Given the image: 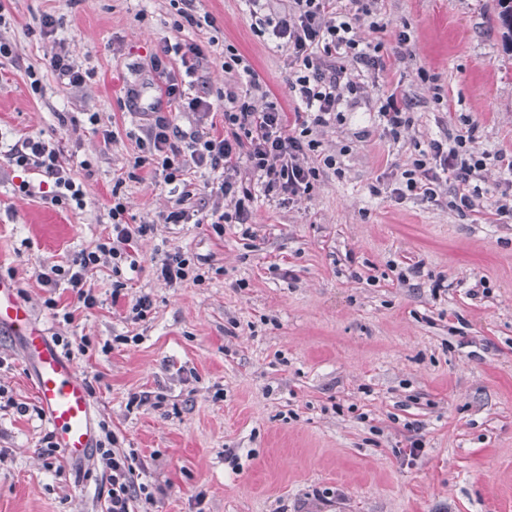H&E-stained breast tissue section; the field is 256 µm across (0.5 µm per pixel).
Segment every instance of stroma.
Here are the masks:
<instances>
[{"label":"stroma","instance_id":"stroma-1","mask_svg":"<svg viewBox=\"0 0 512 512\" xmlns=\"http://www.w3.org/2000/svg\"><path fill=\"white\" fill-rule=\"evenodd\" d=\"M376 8L384 52L404 32L413 54L383 71L351 64L365 91L343 123L316 134L340 170L321 171L291 203L257 195L251 235L232 224L219 236L206 224L164 223L169 185L147 168L131 173L161 83L150 58L164 40L210 47L187 96L233 87L223 67L232 49L270 100L292 110L290 60L253 32L244 0H199L212 24L180 32L170 0H0V38L13 46L0 58V275L90 383L96 424L137 454L142 482L163 488L150 512H512V222L498 223L490 207L512 187L487 172L476 211L464 215L447 183L432 201L394 193L413 141L467 121L479 125L472 150L512 151V45L497 0ZM46 14L54 33L41 30ZM61 51L92 79L62 84L49 65ZM390 93L415 117L397 142L377 114ZM27 137L60 144L83 207L18 192L40 179L6 159ZM115 187L127 218L155 230L133 246L140 269L126 303L113 305L103 264L92 275L100 303L87 309L66 281L48 288L38 276L111 233ZM167 251L185 253L203 280L159 279ZM479 279L486 291L469 295ZM144 293L151 313L127 319V302ZM50 297L71 322L45 306ZM0 391L26 407L0 409V512H101L99 453L61 466L5 330ZM414 437L423 450L410 461L400 451Z\"/></svg>","mask_w":512,"mask_h":512}]
</instances>
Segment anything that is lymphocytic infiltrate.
Segmentation results:
<instances>
[{
	"label": "lymphocytic infiltrate",
	"instance_id": "1",
	"mask_svg": "<svg viewBox=\"0 0 512 512\" xmlns=\"http://www.w3.org/2000/svg\"><path fill=\"white\" fill-rule=\"evenodd\" d=\"M254 26L268 36L276 49L286 51L291 63L286 84L291 93L292 112H285L275 102L267 101V92L254 68L240 55H231L225 70L235 71L245 83V94L229 91L224 95V126L194 135L190 141L174 139L173 111L188 110L208 116L213 103L203 96L186 98L178 80L167 73L169 55L179 56L186 76H194L205 60L203 45L195 42L164 41L154 53L151 67L164 77L161 91L169 111L153 112L147 130V156L137 157L134 165L150 164L161 169L166 184L171 185L175 202L165 215L168 224L182 223L187 212L185 202L192 195L185 178L187 167H207L221 172L219 187L228 211L202 215L201 223L210 225L216 235H223L228 224L244 225L251 219L252 192L249 182L261 186L265 196L287 203L310 194L321 168H333L337 160L319 153L318 129L342 122L345 108L354 105L360 90L347 75L346 61L356 60L366 67L384 69L381 43L357 34L355 23L360 17L370 20L368 28L379 33L386 29L383 20L373 18L367 0H288L287 8L278 11L274 0H246ZM475 126L458 130L442 139L430 140L426 147L414 150L410 169L403 173L405 185L397 196L414 193L432 199L442 177H451V205L459 213L473 211L480 198L478 186L486 169L512 177V153L474 154L470 145L475 139ZM7 158L24 170L34 169L51 182V200L82 203L83 190L70 175L58 148L31 138L16 143ZM127 208L120 196H113L109 215L112 232L101 239L94 251L82 253L68 282L85 308L97 306L98 299L88 281V274L101 259L112 262L113 301L124 299L126 282L123 270H136L139 263L131 252L135 239L152 233L149 224H131L125 219ZM111 489L105 501V512H137L140 500H153L145 484L139 483L133 466L134 454L101 449Z\"/></svg>",
	"mask_w": 512,
	"mask_h": 512
}]
</instances>
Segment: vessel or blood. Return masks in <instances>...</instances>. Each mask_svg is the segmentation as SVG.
<instances>
[{"label": "vessel or blood", "instance_id": "obj_1", "mask_svg": "<svg viewBox=\"0 0 512 512\" xmlns=\"http://www.w3.org/2000/svg\"><path fill=\"white\" fill-rule=\"evenodd\" d=\"M7 328L28 364L34 390L66 466L82 464L96 443L94 406L87 384L62 356L19 299L12 280L0 277V327Z\"/></svg>", "mask_w": 512, "mask_h": 512}]
</instances>
